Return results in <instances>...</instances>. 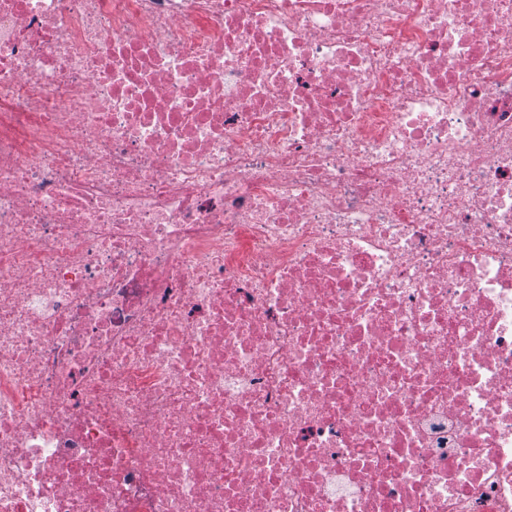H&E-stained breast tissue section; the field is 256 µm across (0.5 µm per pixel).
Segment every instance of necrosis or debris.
<instances>
[{"instance_id": "necrosis-or-debris-1", "label": "necrosis or debris", "mask_w": 512, "mask_h": 512, "mask_svg": "<svg viewBox=\"0 0 512 512\" xmlns=\"http://www.w3.org/2000/svg\"><path fill=\"white\" fill-rule=\"evenodd\" d=\"M0 512H512V0H0Z\"/></svg>"}]
</instances>
